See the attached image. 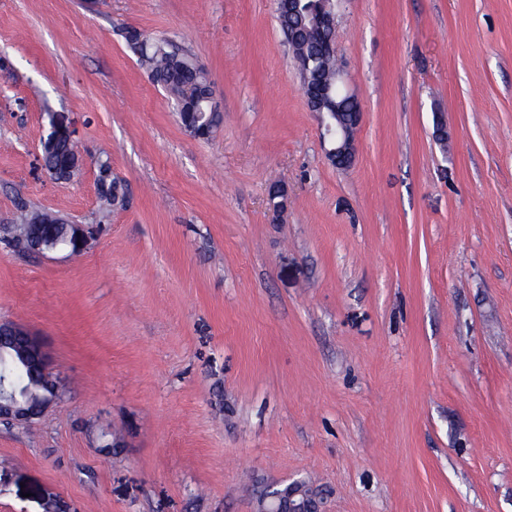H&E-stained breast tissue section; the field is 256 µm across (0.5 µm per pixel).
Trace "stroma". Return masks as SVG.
Instances as JSON below:
<instances>
[{
	"label": "stroma",
	"instance_id": "stroma-1",
	"mask_svg": "<svg viewBox=\"0 0 512 512\" xmlns=\"http://www.w3.org/2000/svg\"><path fill=\"white\" fill-rule=\"evenodd\" d=\"M334 4L347 169L274 0H0V225L95 229L78 257L0 242V323L62 391L0 422V512H255L297 480L327 512H512V0ZM130 27L207 72L211 137ZM53 113L66 183L38 159ZM100 159L127 188L108 212ZM74 131L67 125H65L62 121H60L55 115H52L50 118L49 129L45 137L42 140V153L46 152L53 143L62 140L69 139L71 141L65 140L59 142L55 146V151L53 154L44 156V164L49 170H58L63 168V163L68 154H75L73 158H71L66 166L65 177L69 180L74 175L76 171H78L80 167V157L77 151V145L73 140ZM8 335L9 336H3L0 333V341L2 338L10 340V336H18L23 340L20 344L15 341L16 345H18L25 354L23 367H19L20 369H26L32 366H44V369L48 371L46 353L37 336H34L27 328L14 323L8 326Z\"/></svg>",
	"mask_w": 512,
	"mask_h": 512
}]
</instances>
